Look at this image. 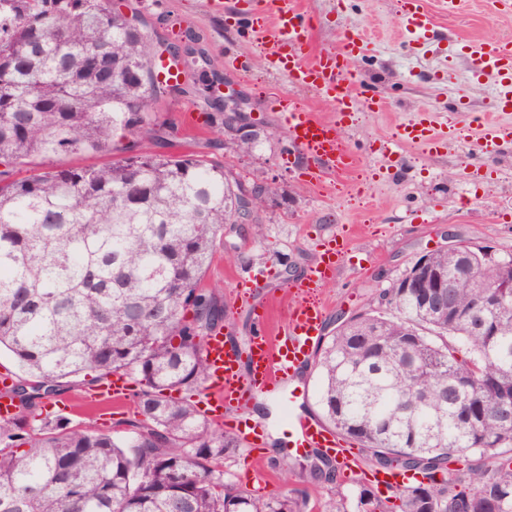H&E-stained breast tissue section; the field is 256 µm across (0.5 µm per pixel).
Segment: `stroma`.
<instances>
[{
	"label": "stroma",
	"mask_w": 512,
	"mask_h": 512,
	"mask_svg": "<svg viewBox=\"0 0 512 512\" xmlns=\"http://www.w3.org/2000/svg\"><path fill=\"white\" fill-rule=\"evenodd\" d=\"M229 2L224 14L212 11L208 0H124L141 12L158 47L183 44L190 32L198 35L211 71L242 94L260 133L251 152L225 150L204 127L197 99L186 93L164 102L161 118L177 135L173 144H159V151L173 146L183 154L205 155L230 167L245 185L273 181L279 187L258 224L225 231L206 270L204 286L222 295L226 341L245 347L269 296L287 293L336 236H350L352 243L320 293L328 333L341 319L367 310L381 289L443 244L445 236L491 247L500 258L512 256V151L488 142L486 134L487 123L512 125V111H496L495 85L474 77L462 50L483 39L512 42V13H497L492 0H468L451 15L441 0H426L434 34L411 46L402 35L401 0H300L309 22L308 50L335 48L351 35L366 43L357 63L354 112L340 128L354 163L318 182L311 160L288 144L281 107L328 121L334 108L270 67L263 47L246 34L244 0ZM371 95L384 101V109L366 105ZM427 111L434 112L439 131L454 129L447 147L435 152L406 144L397 154H384L398 127ZM250 270L260 275L252 288L241 279ZM281 411L282 402L274 397L249 403L247 416L268 431L259 453L239 447L225 457L233 483L256 490L252 472L261 469L269 475L266 493L300 488L313 501L328 499L339 485L348 492L368 485L366 472L374 467L368 460L356 475L336 468L332 482L314 476V454L296 455L283 439Z\"/></svg>",
	"instance_id": "stroma-1"
}]
</instances>
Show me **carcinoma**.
Here are the masks:
<instances>
[{
    "label": "carcinoma",
    "mask_w": 512,
    "mask_h": 512,
    "mask_svg": "<svg viewBox=\"0 0 512 512\" xmlns=\"http://www.w3.org/2000/svg\"><path fill=\"white\" fill-rule=\"evenodd\" d=\"M151 34L108 0H0V351L18 411L0 421V512H305V491L258 497L229 482L239 447L191 401L208 378L203 342L224 327L217 289L200 287L244 186L222 164L153 149L159 120ZM206 70L193 81L224 136ZM131 141L123 147L117 132ZM119 153L111 163L36 157ZM433 269L509 284L475 313L468 288H388L339 324L319 361L327 422L382 468L423 480L394 492L402 512H512V257L440 251ZM474 313L448 323V309ZM90 372L135 387L126 428L43 410ZM452 462L465 467L453 469ZM330 512H387L367 487Z\"/></svg>",
    "instance_id": "carcinoma-1"
}]
</instances>
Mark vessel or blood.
<instances>
[{
	"label": "vessel or blood",
	"instance_id": "b4317fda",
	"mask_svg": "<svg viewBox=\"0 0 512 512\" xmlns=\"http://www.w3.org/2000/svg\"><path fill=\"white\" fill-rule=\"evenodd\" d=\"M403 16L409 36L419 38L429 32L431 20L423 0H405ZM305 33L299 0H276L272 11H256L250 26L252 39L264 45L268 62L275 70L287 75L294 84L315 90L333 102L340 122L347 121L353 110L350 90L358 81L355 62L363 54L365 44L350 38L335 49L313 56L303 50ZM468 54L477 72L497 85L498 109L512 108V45L477 42L469 45ZM283 125L289 143L312 158L318 169H348L351 157L342 147L338 124L290 108L283 113ZM396 141L435 151L444 146L447 137L436 133L427 117L401 125ZM347 246L346 237L336 238L333 245L323 249L305 278L290 286L288 315L280 327H272L269 314L257 316L245 352L230 348L221 333L206 338L204 355L210 374L202 389L200 408L220 422L230 410L242 407L255 396H279L292 407L282 424V433L295 454H306L311 448L324 449L336 458L342 472L353 474L363 468L359 454L319 419L293 410L305 398V390L296 383L295 375L309 363L325 320L326 308L319 290ZM129 394L128 380L116 375L87 397L86 402L122 408Z\"/></svg>",
	"mask_w": 512,
	"mask_h": 512
}]
</instances>
